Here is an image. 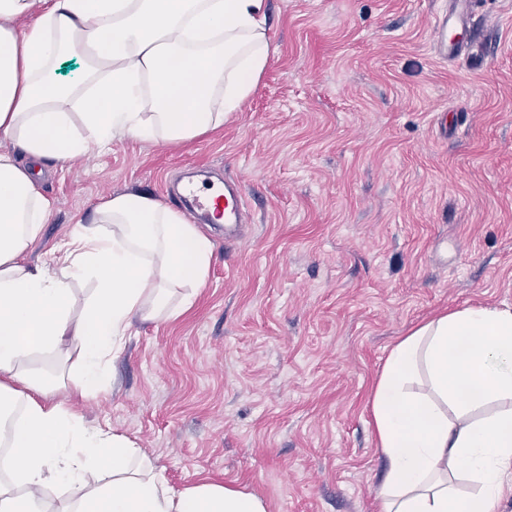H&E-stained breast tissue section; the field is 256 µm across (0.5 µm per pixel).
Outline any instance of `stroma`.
<instances>
[{
  "instance_id": "obj_1",
  "label": "stroma",
  "mask_w": 512,
  "mask_h": 512,
  "mask_svg": "<svg viewBox=\"0 0 512 512\" xmlns=\"http://www.w3.org/2000/svg\"><path fill=\"white\" fill-rule=\"evenodd\" d=\"M442 0H266L270 53L240 112L177 146L114 141L51 166L29 258L102 198L240 179L237 239L193 306L137 321L106 385L74 404L132 439L166 482L205 479L268 512H379L367 400L392 345L444 310L512 307V0L481 40H432ZM446 113L447 126L432 115Z\"/></svg>"
}]
</instances>
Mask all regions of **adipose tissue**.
Wrapping results in <instances>:
<instances>
[{
    "label": "adipose tissue",
    "instance_id": "obj_1",
    "mask_svg": "<svg viewBox=\"0 0 512 512\" xmlns=\"http://www.w3.org/2000/svg\"><path fill=\"white\" fill-rule=\"evenodd\" d=\"M37 12L27 30L15 17ZM81 58L76 83L56 71ZM269 57L264 0H0V512H268L215 482L169 486L124 435L38 400L35 359L78 353L75 396L106 381L134 319H172L207 279L212 241L148 192L102 200L46 260L48 163L115 137L180 144L221 127ZM90 284L77 300L74 284ZM387 461L382 512H499L512 492V308L466 307L391 348L369 395ZM473 486L459 492L451 475Z\"/></svg>",
    "mask_w": 512,
    "mask_h": 512
}]
</instances>
